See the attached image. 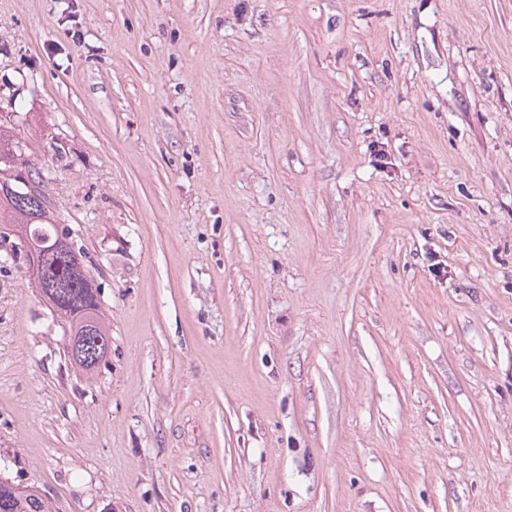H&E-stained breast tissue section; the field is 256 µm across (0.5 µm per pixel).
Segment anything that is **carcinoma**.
Instances as JSON below:
<instances>
[{
  "label": "carcinoma",
  "mask_w": 512,
  "mask_h": 512,
  "mask_svg": "<svg viewBox=\"0 0 512 512\" xmlns=\"http://www.w3.org/2000/svg\"><path fill=\"white\" fill-rule=\"evenodd\" d=\"M24 144L0 126V237L19 240L27 260L39 256L33 284L43 301L65 319L70 335L93 352L90 359H71L77 369L91 374L105 357L108 347L97 345L100 337H110L109 327L100 318L99 299L89 293L92 277L65 241L37 165L26 158ZM0 512H53L50 499L35 489L12 482L0 483Z\"/></svg>",
  "instance_id": "obj_1"
}]
</instances>
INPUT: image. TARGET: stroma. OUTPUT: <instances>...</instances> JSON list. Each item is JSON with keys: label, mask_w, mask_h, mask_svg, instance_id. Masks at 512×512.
I'll list each match as a JSON object with an SVG mask.
<instances>
[{"label": "stroma", "mask_w": 512, "mask_h": 512, "mask_svg": "<svg viewBox=\"0 0 512 512\" xmlns=\"http://www.w3.org/2000/svg\"><path fill=\"white\" fill-rule=\"evenodd\" d=\"M0 124L98 290L0 238V477L55 512H512V0H0Z\"/></svg>", "instance_id": "1"}]
</instances>
